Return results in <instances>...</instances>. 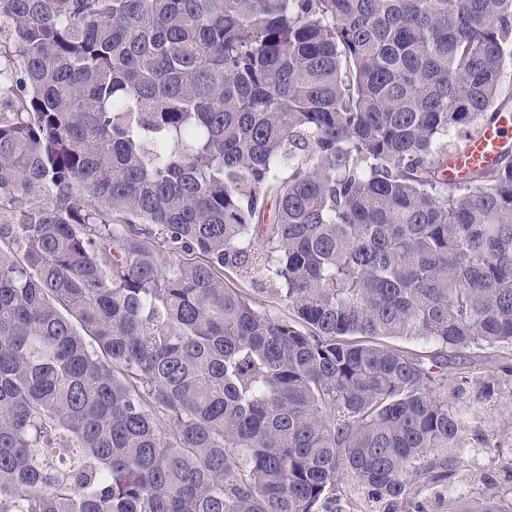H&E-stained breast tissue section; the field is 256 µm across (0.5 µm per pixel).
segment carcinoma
Segmentation results:
<instances>
[{
    "label": "carcinoma",
    "mask_w": 512,
    "mask_h": 512,
    "mask_svg": "<svg viewBox=\"0 0 512 512\" xmlns=\"http://www.w3.org/2000/svg\"><path fill=\"white\" fill-rule=\"evenodd\" d=\"M511 109L512 0H0V512L468 483L512 366L440 367L512 349V153L448 158ZM224 281L230 288L240 289L249 298L253 307L282 316L289 315L285 302L270 289L275 288L270 282L264 280L258 282V285L252 286L249 282L240 280L235 272L227 270L224 271ZM462 355L448 359V380L460 376L481 374H500L501 366L512 365V354L509 351L471 350Z\"/></svg>",
    "instance_id": "cac0c4a2"
}]
</instances>
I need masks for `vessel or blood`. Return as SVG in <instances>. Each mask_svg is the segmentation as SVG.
Masks as SVG:
<instances>
[{"instance_id":"vessel-or-blood-1","label":"vessel or blood","mask_w":512,"mask_h":512,"mask_svg":"<svg viewBox=\"0 0 512 512\" xmlns=\"http://www.w3.org/2000/svg\"><path fill=\"white\" fill-rule=\"evenodd\" d=\"M512 147V113H502L498 122L470 140L466 149L448 160V177L459 182L471 169L490 164Z\"/></svg>"}]
</instances>
